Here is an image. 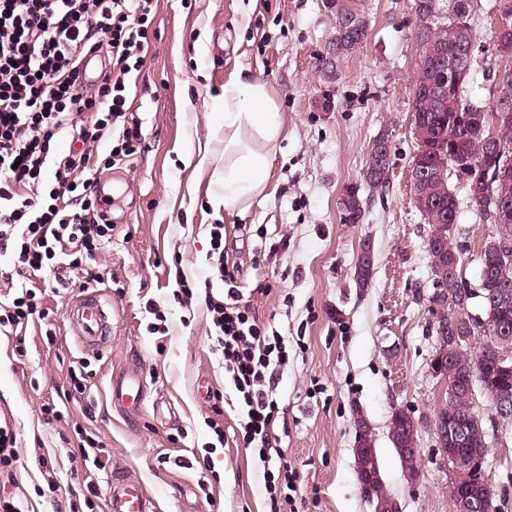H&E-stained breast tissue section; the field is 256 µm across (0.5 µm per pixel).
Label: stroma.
Listing matches in <instances>:
<instances>
[{
	"label": "stroma",
	"mask_w": 512,
	"mask_h": 512,
	"mask_svg": "<svg viewBox=\"0 0 512 512\" xmlns=\"http://www.w3.org/2000/svg\"><path fill=\"white\" fill-rule=\"evenodd\" d=\"M346 2L370 28L334 77L319 69L334 34L326 0H154L127 102L141 144L86 174L113 226L111 243L86 262L97 279L58 290L48 275L34 278L44 319L0 335V422L17 437L14 494L25 512H104L114 475L141 480L162 512H267L263 465L239 440L235 392L209 339L201 286L214 224L224 227V258L239 270L252 315L303 341L279 385L287 411L277 429L297 474L298 512H372L354 469L357 408L374 427L382 478L402 512H456L432 433L419 437L420 477L410 481L387 428L396 407L431 423L446 398L429 367L427 226L408 176L417 151L414 0ZM239 72L266 85L283 133L263 194L227 213L211 201L224 176V85ZM383 132L397 154L390 187L361 189L363 221L343 223L338 195L360 181ZM458 227L462 279L474 289L495 227L465 208ZM261 231L287 236V251L257 261ZM366 238L375 265L360 288L353 272ZM180 275L197 285L191 302L175 295ZM88 293L107 304L112 325L87 345L66 312ZM158 311L168 318L163 335L153 330ZM126 366L144 372L148 392L145 409L129 416L105 401L111 373ZM213 421L224 444L211 452ZM486 427L494 510L512 512V417ZM83 433L99 442L100 467L80 456Z\"/></svg>",
	"instance_id": "stroma-1"
}]
</instances>
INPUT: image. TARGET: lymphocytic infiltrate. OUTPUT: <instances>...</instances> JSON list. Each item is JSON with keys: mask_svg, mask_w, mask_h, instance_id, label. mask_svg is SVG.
Returning <instances> with one entry per match:
<instances>
[{"mask_svg": "<svg viewBox=\"0 0 512 512\" xmlns=\"http://www.w3.org/2000/svg\"><path fill=\"white\" fill-rule=\"evenodd\" d=\"M152 0H0V252L11 254L18 276L55 264V280L112 241V227L95 221L98 201L82 174L102 143L108 161L135 154L140 129L127 119V77L148 45ZM109 49L112 59L98 82L92 126L75 127L87 108L74 74L80 58ZM77 129L78 146L63 154L51 144ZM206 255L221 288L205 286L212 349L235 390L242 416L240 438L264 467L269 512H293L296 476L279 449L275 425L284 408L278 377L288 366V339L258 323L224 265V227L212 225Z\"/></svg>", "mask_w": 512, "mask_h": 512, "instance_id": "f902f5d3", "label": "lymphocytic infiltrate"}]
</instances>
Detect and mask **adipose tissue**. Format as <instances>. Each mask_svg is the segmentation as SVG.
Wrapping results in <instances>:
<instances>
[{
    "label": "adipose tissue",
    "mask_w": 512,
    "mask_h": 512,
    "mask_svg": "<svg viewBox=\"0 0 512 512\" xmlns=\"http://www.w3.org/2000/svg\"><path fill=\"white\" fill-rule=\"evenodd\" d=\"M282 123L266 86L232 76L224 85V182L219 199L231 211L261 195L272 167L270 144L280 137ZM264 149H257V142Z\"/></svg>",
    "instance_id": "ef3b65f1"
}]
</instances>
